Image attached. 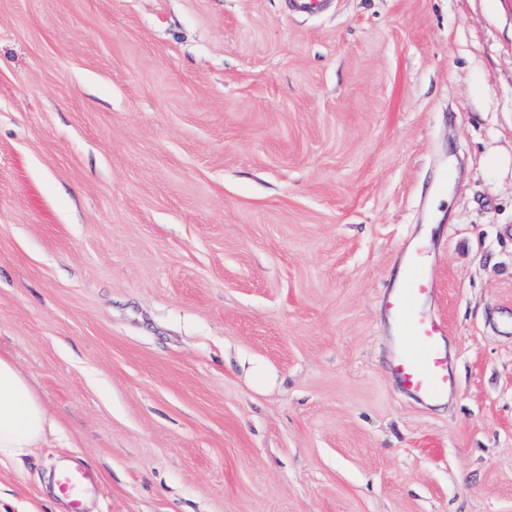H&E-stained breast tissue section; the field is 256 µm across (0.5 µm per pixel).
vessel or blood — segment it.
Masks as SVG:
<instances>
[{
	"instance_id": "1",
	"label": "vessel or blood",
	"mask_w": 512,
	"mask_h": 512,
	"mask_svg": "<svg viewBox=\"0 0 512 512\" xmlns=\"http://www.w3.org/2000/svg\"><path fill=\"white\" fill-rule=\"evenodd\" d=\"M431 258L425 241H413L404 253L402 279L385 297L395 324L392 374L405 392L424 402L448 398L456 387L453 364L445 347L448 324L426 308L435 292V282L429 274ZM56 485L69 512H84L86 500L97 490L98 475L85 466L68 465L58 470Z\"/></svg>"
}]
</instances>
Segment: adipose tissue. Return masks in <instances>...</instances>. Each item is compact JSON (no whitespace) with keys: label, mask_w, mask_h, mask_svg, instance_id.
<instances>
[{"label":"adipose tissue","mask_w":512,"mask_h":512,"mask_svg":"<svg viewBox=\"0 0 512 512\" xmlns=\"http://www.w3.org/2000/svg\"><path fill=\"white\" fill-rule=\"evenodd\" d=\"M56 428L25 377L10 359L0 356V461L26 455Z\"/></svg>","instance_id":"ef3b65f1"}]
</instances>
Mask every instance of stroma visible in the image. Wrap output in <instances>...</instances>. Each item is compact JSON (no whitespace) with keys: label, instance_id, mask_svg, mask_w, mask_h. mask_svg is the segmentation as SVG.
Returning a JSON list of instances; mask_svg holds the SVG:
<instances>
[{"label":"stroma","instance_id":"obj_1","mask_svg":"<svg viewBox=\"0 0 512 512\" xmlns=\"http://www.w3.org/2000/svg\"><path fill=\"white\" fill-rule=\"evenodd\" d=\"M512 0H0V512H512ZM427 238L458 387L388 367ZM267 367L263 385L248 369ZM56 429L55 419L25 377L10 359L0 356V463L40 448ZM56 485L69 512H84L85 501L97 490L98 475L85 466L68 465L57 471Z\"/></svg>","mask_w":512,"mask_h":512}]
</instances>
